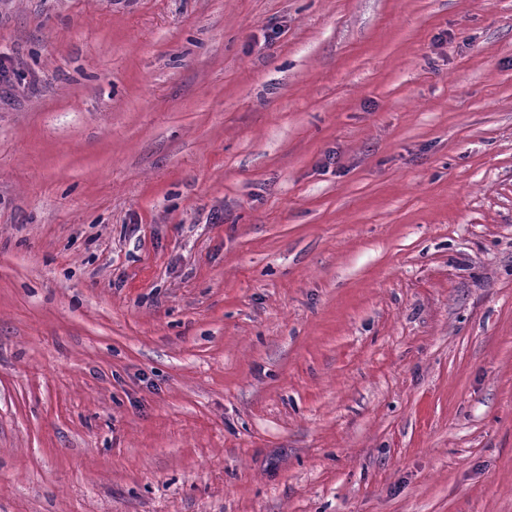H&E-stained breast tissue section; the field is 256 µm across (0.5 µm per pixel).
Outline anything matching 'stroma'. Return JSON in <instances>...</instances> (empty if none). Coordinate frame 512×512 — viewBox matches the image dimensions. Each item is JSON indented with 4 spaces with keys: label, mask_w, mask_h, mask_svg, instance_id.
Returning a JSON list of instances; mask_svg holds the SVG:
<instances>
[{
    "label": "stroma",
    "mask_w": 512,
    "mask_h": 512,
    "mask_svg": "<svg viewBox=\"0 0 512 512\" xmlns=\"http://www.w3.org/2000/svg\"><path fill=\"white\" fill-rule=\"evenodd\" d=\"M0 512H512V0H0Z\"/></svg>",
    "instance_id": "1"
}]
</instances>
